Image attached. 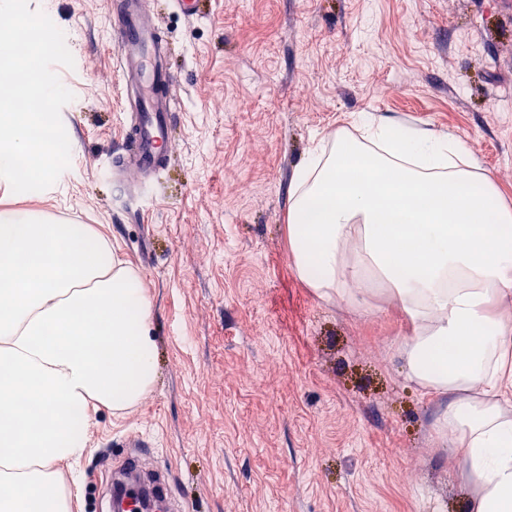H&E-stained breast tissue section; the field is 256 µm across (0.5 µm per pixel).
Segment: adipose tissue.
I'll list each match as a JSON object with an SVG mask.
<instances>
[{
  "instance_id": "obj_1",
  "label": "adipose tissue",
  "mask_w": 512,
  "mask_h": 512,
  "mask_svg": "<svg viewBox=\"0 0 512 512\" xmlns=\"http://www.w3.org/2000/svg\"><path fill=\"white\" fill-rule=\"evenodd\" d=\"M298 167L288 242L317 297L388 288L414 325L406 375L447 396L465 512H512V207L458 138L360 119ZM142 282L86 224L0 211V512H71L89 409L152 387Z\"/></svg>"
}]
</instances>
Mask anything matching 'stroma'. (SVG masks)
I'll return each mask as SVG.
<instances>
[{
	"mask_svg": "<svg viewBox=\"0 0 512 512\" xmlns=\"http://www.w3.org/2000/svg\"><path fill=\"white\" fill-rule=\"evenodd\" d=\"M171 0L146 12L169 45L170 157L138 214L100 173L122 148L126 93L106 0H54L73 67L57 75L71 142L63 191L15 195L88 224L151 302L155 380L93 410L72 512H112V470L143 447L186 512H461L446 400L409 382V323L317 298L288 244L293 177L361 115L461 139L512 206V6L501 0Z\"/></svg>",
	"mask_w": 512,
	"mask_h": 512,
	"instance_id": "stroma-1",
	"label": "stroma"
}]
</instances>
